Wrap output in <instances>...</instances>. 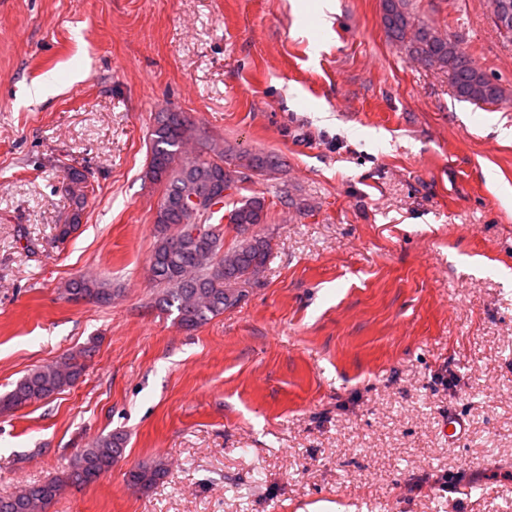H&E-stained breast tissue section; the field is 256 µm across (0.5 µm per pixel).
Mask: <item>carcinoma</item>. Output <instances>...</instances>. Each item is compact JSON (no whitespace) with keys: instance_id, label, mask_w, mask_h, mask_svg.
I'll list each match as a JSON object with an SVG mask.
<instances>
[{"instance_id":"carcinoma-1","label":"carcinoma","mask_w":512,"mask_h":512,"mask_svg":"<svg viewBox=\"0 0 512 512\" xmlns=\"http://www.w3.org/2000/svg\"><path fill=\"white\" fill-rule=\"evenodd\" d=\"M494 20L508 25L512 32V0H490ZM409 0H382V21L388 36L405 44L408 52L448 73L457 94L464 100L497 102L504 89L476 68L455 40L414 23L408 10ZM200 141L194 123L182 112H161L151 130V159L145 178L163 185L155 224L156 240L149 260V279L165 288L158 301L161 308L177 311L178 325L195 330L224 311L236 306L243 297L231 285L256 279L270 256V244L253 236L234 249L222 251L221 238L210 225L215 207L224 203V188L235 185L232 163L258 175L280 166L274 155L233 153L224 144L201 141L203 151L194 157L184 148L190 141ZM68 194L72 208L57 226V239L67 240L81 223L90 183L84 171L67 170ZM213 194L215 199L201 213L185 206L193 196ZM268 205L263 196L252 195L232 202L228 221L245 232L254 224L266 223ZM63 292L72 302L105 305L112 299L110 285L96 277L68 281ZM89 350L70 354L63 361L31 370L17 381L12 390L0 397V410L7 412L48 400L72 387L85 373ZM124 452L120 433L98 437L78 453L63 473L55 478L34 482L15 492L0 496V512H33V505L49 508L65 490L81 489L107 475ZM168 475L167 464L152 461L137 465L126 473L127 484L138 492H147Z\"/></svg>"}]
</instances>
